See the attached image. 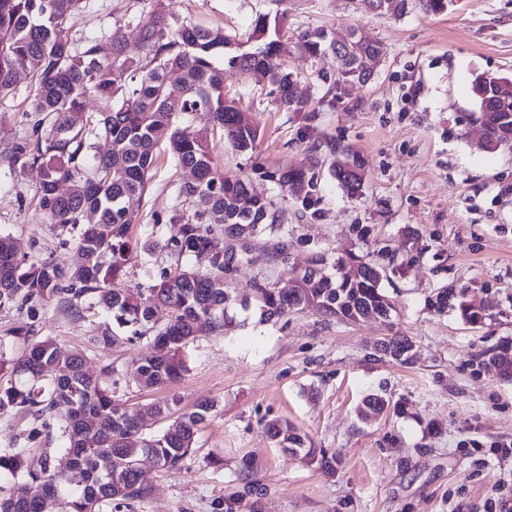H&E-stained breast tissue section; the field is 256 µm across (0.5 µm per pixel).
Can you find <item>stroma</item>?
Wrapping results in <instances>:
<instances>
[{
    "instance_id": "stroma-1",
    "label": "stroma",
    "mask_w": 512,
    "mask_h": 512,
    "mask_svg": "<svg viewBox=\"0 0 512 512\" xmlns=\"http://www.w3.org/2000/svg\"><path fill=\"white\" fill-rule=\"evenodd\" d=\"M168 4L181 22L223 28L241 52L254 46L256 17L276 10L273 0ZM286 7L289 35L356 30L378 42L381 54L367 84L318 112L279 109L269 96L274 75L226 81L259 137L245 153L216 143V168L245 178L283 215L281 230L252 239L229 286L237 298L250 296L266 271L277 287L287 286L290 265L268 266L284 245L294 258L325 254L328 275L331 260L351 253L375 260L385 248L396 264L382 283L390 317L343 323L307 308L263 322L240 310L224 335L199 337L188 372L174 385H120L118 396L131 408L180 396L178 408L146 418L150 434L173 428L199 401H217L218 408L180 469L146 465L148 496L102 505L101 512H224L233 493L242 497L239 512H490L501 499L512 500V458L500 452L512 442V377L494 363L512 358V148H478L471 79L476 71L512 72V0H454L445 14L416 9L399 19L363 14L353 0H288ZM150 9L151 0H83L73 23L88 35L124 25L135 53L137 24ZM286 66L313 99L337 79L329 56L294 53ZM29 93L24 78L0 101V159L28 129ZM354 158L365 182L361 196L351 198L332 171ZM288 167L316 172L312 209L265 176ZM186 176L160 153L133 240H163L175 210L196 211L177 196ZM35 193L32 177L0 173V231L28 260H64L72 246L37 208ZM442 288L448 307L440 312L431 301ZM463 296L485 306L483 324L461 318ZM41 333L84 349L93 372L106 363L125 370L144 352L127 340L97 349L93 322L60 312L43 316ZM394 334L414 343L409 363L376 353L377 342ZM371 393L390 405L366 419L359 409ZM274 420L292 422L308 447L333 455L335 473L278 448L267 431Z\"/></svg>"
}]
</instances>
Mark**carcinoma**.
<instances>
[{
	"mask_svg": "<svg viewBox=\"0 0 512 512\" xmlns=\"http://www.w3.org/2000/svg\"><path fill=\"white\" fill-rule=\"evenodd\" d=\"M81 2L0 0V100L14 93L18 74L34 81L25 110L30 130L16 138L5 163L9 173L34 178L38 208L60 235L73 240L66 261L29 263L19 256L10 234L0 231V311L25 308L33 319L51 308L77 318L103 314L94 344L107 349L118 339L117 331H130L128 339L142 344L145 355L127 368L125 378L151 389L188 371V349L200 333L221 335L232 324L228 282L237 266L224 248L225 237L249 241L267 229H281L269 201L214 166L215 133L241 152L258 137L257 127L224 93L225 81L282 68L291 44L312 58L335 57L340 63L336 85L345 90L371 80L372 72L362 69L359 60L379 55V49L357 39L339 48L323 30L301 32L290 43L281 36L282 14L272 36L268 16H258L252 33L258 47L230 55L232 39L224 30L177 23L164 0H156L140 25V55L132 56L120 24L106 37L70 34ZM353 2L365 14L394 18L417 7L441 14L452 5V0ZM219 55L221 65L215 64ZM171 72L179 73L178 83L168 80ZM471 84L485 138L512 144V74L476 73ZM274 94L286 112L318 111L297 93L290 72L281 73ZM193 112L210 113L212 129L193 128L187 122ZM99 139L109 144L104 153L95 150ZM162 146L195 172V179L179 185L178 197L203 211L174 217L168 238L139 246L129 232ZM334 177L347 194L362 192L360 163L337 169ZM271 178L303 206L312 205L313 177L281 169ZM206 215L212 223L200 222ZM139 251L148 276L152 257L165 252L169 264L161 269L159 282L116 287ZM192 257L204 260L206 267L185 266ZM325 263L322 254L294 263L303 273L286 291L262 275L241 306L259 311L266 321L308 307L346 323L369 315L389 317L391 303L381 286L386 266L361 256L341 257L334 262L336 276L330 277L320 271ZM160 309L168 318L159 326L155 314ZM458 310L469 323L484 319L485 307L464 299ZM35 331L32 322L11 330L8 338L26 342L18 357H6L8 338L0 336V416L21 415L32 424L26 442L15 439L0 448V512H43L48 499L60 500L63 512H99L104 503L147 495L137 469L143 458L151 457L160 469H174L194 453L199 427L215 402L203 401L183 412L172 432L145 436L143 418L170 410L177 399L146 404L131 415L116 398L119 380L112 364L91 373L82 351L64 350L50 336L32 341ZM385 340L396 349L391 359H412L414 345L407 337ZM386 406L384 398L372 395L360 413L368 417ZM268 430L277 447L301 453L328 472L336 470V460L324 449L305 447L290 422L276 420ZM29 442L40 447L35 462L26 448Z\"/></svg>",
	"mask_w": 512,
	"mask_h": 512,
	"instance_id": "1",
	"label": "carcinoma"
}]
</instances>
